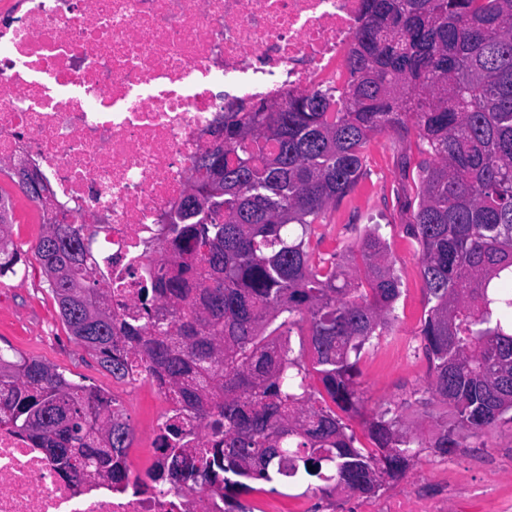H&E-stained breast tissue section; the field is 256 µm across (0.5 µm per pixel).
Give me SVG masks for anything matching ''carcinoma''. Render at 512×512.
<instances>
[{
    "label": "carcinoma",
    "instance_id": "cac0c4a2",
    "mask_svg": "<svg viewBox=\"0 0 512 512\" xmlns=\"http://www.w3.org/2000/svg\"><path fill=\"white\" fill-rule=\"evenodd\" d=\"M364 2L344 92L292 95L278 112L224 109L223 165L209 149L194 161L197 193L166 225L167 265L140 294L147 321L112 312L85 225L49 219L30 247L70 336L112 378L132 376L136 359L224 434L149 475L178 492L223 489L224 512H247L249 480L371 496L425 448L445 458L461 447L448 425L429 444L387 407L364 422L372 447L360 448L338 415L360 413V356L390 335L401 281L379 224L344 252L311 239L363 177L373 135L414 128L428 155L404 210L430 304L425 392L473 435L512 411V0ZM216 176L221 196L205 192ZM11 227L0 194V276L21 271ZM0 425L64 475L129 485L133 427L119 401L11 347H0Z\"/></svg>",
    "mask_w": 512,
    "mask_h": 512
}]
</instances>
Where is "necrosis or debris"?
Returning a JSON list of instances; mask_svg holds the SVG:
<instances>
[{
  "label": "necrosis or debris",
  "mask_w": 512,
  "mask_h": 512,
  "mask_svg": "<svg viewBox=\"0 0 512 512\" xmlns=\"http://www.w3.org/2000/svg\"><path fill=\"white\" fill-rule=\"evenodd\" d=\"M362 22V0H0V164L24 157L38 169L55 212L87 225L113 311L138 314L164 265L163 222L225 106L345 90ZM145 388L160 409L148 459L127 461L141 478L161 464L181 411L146 371L112 394ZM470 492L398 487L359 499L358 512H448ZM0 512H224V502L208 489L117 492L67 477L0 428Z\"/></svg>",
  "instance_id": "obj_1"
}]
</instances>
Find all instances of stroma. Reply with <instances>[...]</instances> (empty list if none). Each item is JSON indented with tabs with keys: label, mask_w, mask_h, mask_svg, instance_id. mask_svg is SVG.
Segmentation results:
<instances>
[{
	"label": "stroma",
	"mask_w": 512,
	"mask_h": 512,
	"mask_svg": "<svg viewBox=\"0 0 512 512\" xmlns=\"http://www.w3.org/2000/svg\"><path fill=\"white\" fill-rule=\"evenodd\" d=\"M363 155L366 174L318 228L325 251L353 246L365 228L378 224L390 245L391 259L401 278L397 302L395 340L370 346L359 362L358 381L364 394L362 415L349 418L354 431L363 429L362 418L381 406L396 408L403 427L433 436V420L446 408L426 398L428 363L422 353L419 331L428 309L423 290L418 246L407 231L402 213L405 196L415 195L417 179L405 175L401 164L417 165L422 155L416 134L401 138L392 133L375 135ZM0 193L13 202L12 235L25 247L43 231L36 224L32 204L11 181L0 178ZM26 271L0 277V346H13L22 354L64 370L73 380L111 392L112 377L78 345L63 325L58 306L44 283L41 267L26 255ZM464 445L451 455L450 466L431 470L433 457L422 453L402 480L405 487L439 490L441 481L487 484L499 496L512 495V418L502 417L483 435H464Z\"/></svg>",
	"instance_id": "obj_1"
}]
</instances>
